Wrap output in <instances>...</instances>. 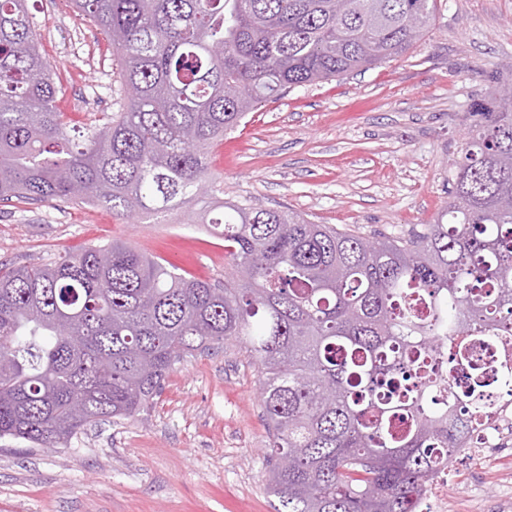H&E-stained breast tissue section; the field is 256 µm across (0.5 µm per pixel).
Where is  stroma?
<instances>
[{"label":"stroma","instance_id":"stroma-1","mask_svg":"<svg viewBox=\"0 0 512 512\" xmlns=\"http://www.w3.org/2000/svg\"><path fill=\"white\" fill-rule=\"evenodd\" d=\"M431 31L375 68L291 89L250 112L210 153L226 200L292 209L367 239L430 224L448 201V162L471 108L512 79V0H438ZM58 106L81 131L119 109L111 44L69 0H28ZM181 215L125 219L60 202L0 204V262L53 261L115 240L213 284L224 241ZM272 432L257 372L238 346L176 364L130 418L77 434L64 449L0 439V512H274L265 488ZM512 457L453 459L448 512H499Z\"/></svg>","mask_w":512,"mask_h":512}]
</instances>
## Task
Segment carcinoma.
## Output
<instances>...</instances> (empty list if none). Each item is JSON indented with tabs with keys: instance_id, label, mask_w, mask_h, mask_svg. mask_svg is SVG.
Instances as JSON below:
<instances>
[{
	"instance_id": "cac0c4a2",
	"label": "carcinoma",
	"mask_w": 512,
	"mask_h": 512,
	"mask_svg": "<svg viewBox=\"0 0 512 512\" xmlns=\"http://www.w3.org/2000/svg\"><path fill=\"white\" fill-rule=\"evenodd\" d=\"M70 2L112 45L123 102L71 137L27 0H0V202L197 205L224 239V283L117 240L1 266L0 438L65 446L138 413L185 356L234 343L273 432L275 512H415L486 411L480 380L453 393L433 343L470 361L473 337L512 336V101L474 104L434 223L368 241L224 202L207 157L287 89L406 53L437 0Z\"/></svg>"
}]
</instances>
